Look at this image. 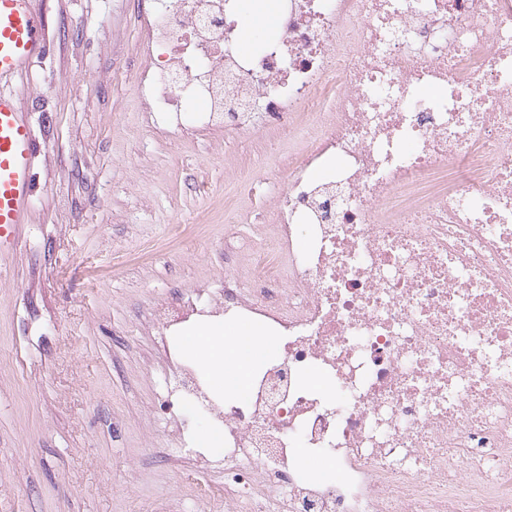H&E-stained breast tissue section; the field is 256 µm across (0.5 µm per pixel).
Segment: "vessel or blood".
<instances>
[{"label":"vessel or blood","mask_w":512,"mask_h":512,"mask_svg":"<svg viewBox=\"0 0 512 512\" xmlns=\"http://www.w3.org/2000/svg\"><path fill=\"white\" fill-rule=\"evenodd\" d=\"M45 52V25L29 0H0V78L15 76ZM35 136L14 96L0 88V247L27 223L35 190Z\"/></svg>","instance_id":"1"}]
</instances>
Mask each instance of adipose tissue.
Wrapping results in <instances>:
<instances>
[{"label":"adipose tissue","instance_id":"1","mask_svg":"<svg viewBox=\"0 0 512 512\" xmlns=\"http://www.w3.org/2000/svg\"><path fill=\"white\" fill-rule=\"evenodd\" d=\"M251 333L248 327L228 332L223 326L202 322L190 329L181 343L213 387L239 392L247 386L254 364L253 356L241 344L242 337Z\"/></svg>","mask_w":512,"mask_h":512}]
</instances>
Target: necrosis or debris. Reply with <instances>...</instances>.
<instances>
[{"mask_svg": "<svg viewBox=\"0 0 512 512\" xmlns=\"http://www.w3.org/2000/svg\"><path fill=\"white\" fill-rule=\"evenodd\" d=\"M237 2L144 16L141 108L237 134L251 98L298 147L249 273L146 325L277 347L222 401L164 348L156 413L216 424L224 512H512V0H287L248 54Z\"/></svg>", "mask_w": 512, "mask_h": 512, "instance_id": "4bbe7bcc", "label": "necrosis or debris"}]
</instances>
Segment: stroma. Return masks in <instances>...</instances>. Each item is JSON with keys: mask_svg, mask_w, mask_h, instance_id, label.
Segmentation results:
<instances>
[{"mask_svg": "<svg viewBox=\"0 0 512 512\" xmlns=\"http://www.w3.org/2000/svg\"><path fill=\"white\" fill-rule=\"evenodd\" d=\"M152 0H31L47 49L9 89L33 127L29 221L0 249V512H224V462L176 452L145 317L224 286L271 226L288 136L156 134L135 86ZM249 214L225 238L230 216Z\"/></svg>", "mask_w": 512, "mask_h": 512, "instance_id": "stroma-1", "label": "stroma"}]
</instances>
